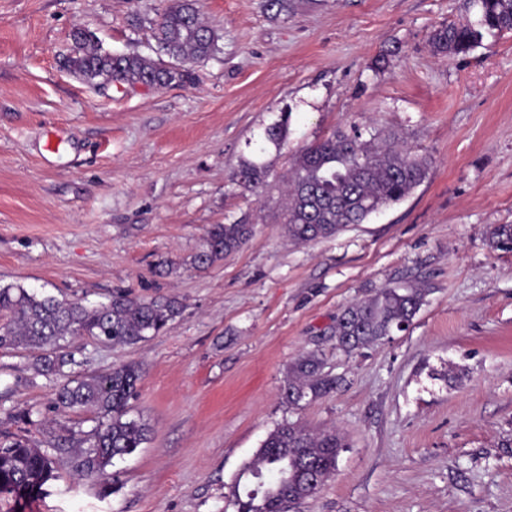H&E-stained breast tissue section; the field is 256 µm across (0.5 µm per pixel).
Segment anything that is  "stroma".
<instances>
[{
    "mask_svg": "<svg viewBox=\"0 0 512 512\" xmlns=\"http://www.w3.org/2000/svg\"><path fill=\"white\" fill-rule=\"evenodd\" d=\"M164 5L0 0V285L183 305L147 341L72 343L82 373L142 370L130 414L148 440L114 459L112 488L62 459L38 499L0 512H236L243 463L285 419L347 443L299 512H512V252L487 240L512 224V34L448 58L430 34L476 21L467 0H292L284 19L263 0H201L219 40L194 83L101 89L67 68L78 28L150 55ZM283 112L287 145L259 153ZM354 127L397 132L431 159L426 181L334 238L290 243L279 176ZM245 159L269 168L253 194L230 181ZM242 219L251 240L196 267L207 228ZM403 285L428 291L407 330L336 350L347 305ZM311 351L340 384L288 407L285 371ZM34 357L0 349V437L43 449L95 416H60Z\"/></svg>",
    "mask_w": 512,
    "mask_h": 512,
    "instance_id": "1",
    "label": "stroma"
}]
</instances>
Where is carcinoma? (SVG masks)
Here are the masks:
<instances>
[{"label": "carcinoma", "mask_w": 512, "mask_h": 512, "mask_svg": "<svg viewBox=\"0 0 512 512\" xmlns=\"http://www.w3.org/2000/svg\"><path fill=\"white\" fill-rule=\"evenodd\" d=\"M479 19L443 25L430 38L444 56L466 54L487 35L512 32V0H473ZM74 50L69 69L97 87L119 82L168 87L194 80L192 65L217 51L219 36L201 18L198 0H166L154 24L158 58L138 53H109L85 28L72 34ZM289 116L265 129V140L276 149L287 144ZM431 160L399 144L398 137L380 130L331 137L303 147L286 179V232L296 243L329 239L353 224L396 204L426 179ZM268 169L245 161L232 181L254 192L267 184ZM253 236V225L214 224L202 249L194 256L198 268L212 265L239 250ZM495 250L512 252V224H496L488 234ZM428 290L419 287L382 288L370 298L348 305L336 319V348L351 353L382 343L393 330L408 325L425 303ZM175 298H133L126 292L98 305L30 292L20 285H0V349H37L34 368L40 375L63 378L54 408L66 415L91 411L97 425L70 439L49 442L68 455L71 471L107 486L114 481L107 467L113 459L136 451L147 440L146 424L128 417L130 401L138 395L140 367L122 364L110 372L82 375L80 362L69 351L75 336H88L111 345H134L164 331L181 314ZM337 381L324 373V361L309 352L288 366L282 398L291 407L322 396ZM347 447L335 431L313 432L290 421L268 433L252 460L245 463L232 488L237 512H296L335 473ZM55 460L20 437L0 441V496L16 499L42 493L55 477ZM253 478L250 486L241 479Z\"/></svg>", "instance_id": "cac0c4a2"}]
</instances>
